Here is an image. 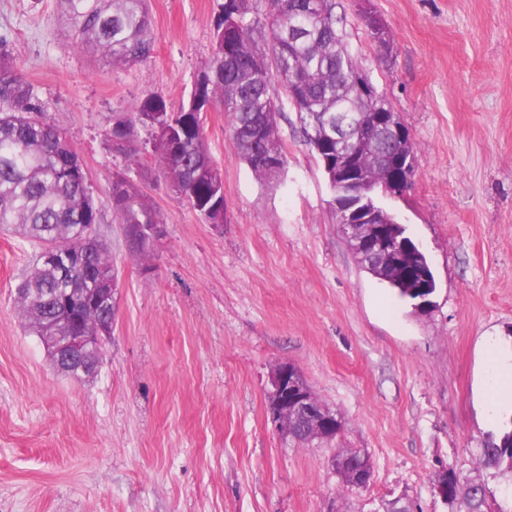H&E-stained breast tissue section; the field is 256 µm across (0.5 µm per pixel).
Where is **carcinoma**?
<instances>
[{"instance_id": "obj_1", "label": "carcinoma", "mask_w": 512, "mask_h": 512, "mask_svg": "<svg viewBox=\"0 0 512 512\" xmlns=\"http://www.w3.org/2000/svg\"><path fill=\"white\" fill-rule=\"evenodd\" d=\"M61 2L78 32L79 48L98 52L114 65L132 66L151 57L156 35L147 0ZM335 8L336 0H265L261 11L253 0H220L209 58L186 100L173 106L158 92L146 95L131 112L113 118L107 141L138 165L142 147L134 138L135 125L161 130L168 146H152L156 163L173 191L211 222L212 205L224 202V175L208 149L205 107H224L237 157L264 182L276 179L263 163L265 153L275 152L283 167L288 163L278 134L283 104L274 85L291 87L286 97L310 146L312 124L326 114L370 111L352 82L364 70L348 49ZM42 112L33 86L1 50L0 228L53 245L63 260L77 252L85 257L77 271L62 262L29 273L19 300L40 337L95 328L108 308L90 299L94 290L107 287L114 269L100 241L86 236L88 226L102 223L103 207L88 185L83 161L66 135L40 118ZM111 206L123 224L150 228L163 223L156 203L126 173L112 180ZM155 244L148 234L129 241L138 258L153 255ZM59 288L76 307L78 322H57L51 298ZM334 461L348 489L357 486L360 472L372 471L369 459L351 448L339 449ZM475 470L468 478L452 467L443 471L448 512H512L485 480L512 474V432L485 442Z\"/></svg>"}]
</instances>
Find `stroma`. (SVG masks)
I'll return each mask as SVG.
<instances>
[{
	"instance_id": "1",
	"label": "stroma",
	"mask_w": 512,
	"mask_h": 512,
	"mask_svg": "<svg viewBox=\"0 0 512 512\" xmlns=\"http://www.w3.org/2000/svg\"><path fill=\"white\" fill-rule=\"evenodd\" d=\"M391 35L388 61L351 0L336 14L352 53L399 113L417 150L393 202L436 279L415 313L365 272L331 193L284 104L282 182L240 161L228 117L205 120L224 174V224L108 149L114 116L152 92L179 104L209 57L217 0H149L151 57L115 67L75 49L58 0H0V35L47 121L108 201L125 171L156 201L164 234L134 257L119 219L98 234L119 271L112 338L99 372L57 371L18 303L40 247L0 230V512H373L407 497L448 512L439 471L462 475L512 405H486L487 361H512V0H371ZM294 364L342 420L333 441L299 445L271 423L273 368ZM365 452L373 480L345 488L330 466Z\"/></svg>"
}]
</instances>
